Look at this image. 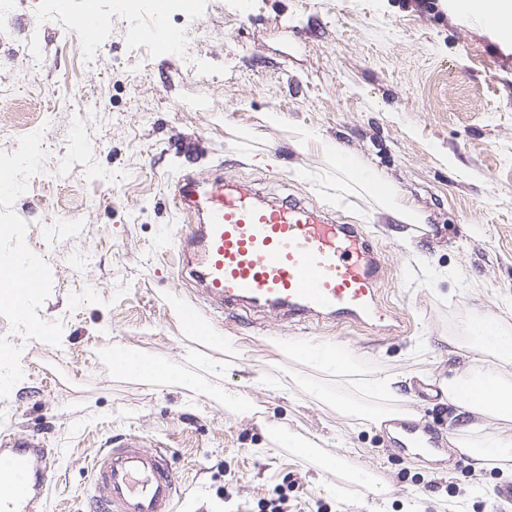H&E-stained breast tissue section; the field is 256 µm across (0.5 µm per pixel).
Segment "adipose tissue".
<instances>
[{"label": "adipose tissue", "mask_w": 512, "mask_h": 512, "mask_svg": "<svg viewBox=\"0 0 512 512\" xmlns=\"http://www.w3.org/2000/svg\"><path fill=\"white\" fill-rule=\"evenodd\" d=\"M453 7L493 29L503 39H512V0H454ZM350 169L394 220L402 224L421 223V213L399 188L362 165L354 163ZM466 345L477 348L481 357L442 382L443 396L465 411L504 422L512 421V380L504 377L499 369L500 364L512 363V330L504 328L496 318L483 316L470 323ZM288 353L329 373L349 374L353 371V359L348 351H339L322 343L292 344ZM487 381L494 382L493 392L463 398L462 391L466 386L476 387ZM457 447L471 459L474 469L479 470L490 457L512 459V433L499 430L477 442H458Z\"/></svg>", "instance_id": "1"}]
</instances>
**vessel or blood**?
I'll return each mask as SVG.
<instances>
[{"mask_svg": "<svg viewBox=\"0 0 512 512\" xmlns=\"http://www.w3.org/2000/svg\"><path fill=\"white\" fill-rule=\"evenodd\" d=\"M101 24L92 12L69 18L82 36ZM147 36L168 53L179 44L178 33L161 23ZM175 198L188 217L177 274L192 279L218 309L275 313L291 323L328 319L385 336L400 332V317L380 296L384 266L360 225L337 223L299 198L262 199L225 185L220 175L206 181L181 175ZM0 275L17 281L11 309L25 314L44 283L40 258L0 255ZM172 463L167 448L133 434L99 449L91 459L90 512H173ZM53 470L51 454L33 438H1L0 512H36Z\"/></svg>", "mask_w": 512, "mask_h": 512, "instance_id": "b4317fda", "label": "vessel or blood"}]
</instances>
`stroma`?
<instances>
[{
  "mask_svg": "<svg viewBox=\"0 0 512 512\" xmlns=\"http://www.w3.org/2000/svg\"><path fill=\"white\" fill-rule=\"evenodd\" d=\"M69 0L102 16L68 35L57 0H14L0 25V253L42 257L43 288L25 315L0 305V436L24 433L55 452L42 512H86L89 463L129 433L167 445L175 512H512V459L474 471L456 439L496 421L444 403L443 379L473 351H450L471 320L512 329V42L449 0ZM188 54L146 36L157 22ZM39 26L41 52L27 45ZM36 130L38 164L25 160ZM339 143L395 184L423 214L401 224L321 150ZM336 207L373 240L381 295L401 333L241 318L202 300L175 273L186 226L173 201L185 172ZM197 303L218 343L183 323ZM345 340L360 368L336 375L289 358L291 343ZM190 374L184 385L131 377L106 363L113 346ZM401 377L392 400L363 378ZM237 401L225 403V392ZM420 415L439 452L400 448L367 415ZM282 427L314 445L301 457L274 443ZM337 458L343 469L326 467ZM361 468L381 493L347 483Z\"/></svg>",
  "mask_w": 512,
  "mask_h": 512,
  "instance_id": "35a3bbf8",
  "label": "stroma"
}]
</instances>
